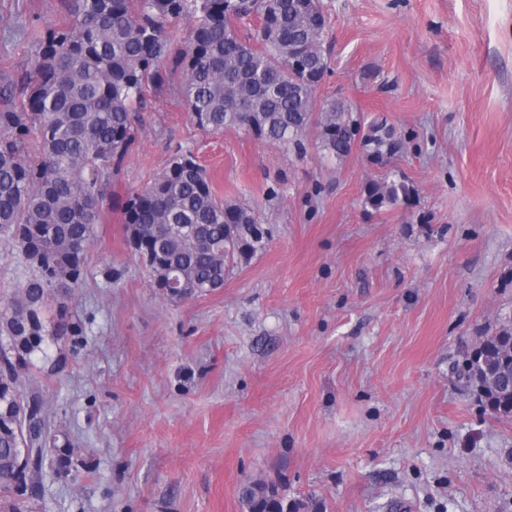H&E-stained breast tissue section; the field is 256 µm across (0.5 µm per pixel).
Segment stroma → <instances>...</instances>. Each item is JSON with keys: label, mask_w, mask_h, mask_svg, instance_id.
Returning <instances> with one entry per match:
<instances>
[{"label": "stroma", "mask_w": 512, "mask_h": 512, "mask_svg": "<svg viewBox=\"0 0 512 512\" xmlns=\"http://www.w3.org/2000/svg\"><path fill=\"white\" fill-rule=\"evenodd\" d=\"M318 102L385 123L396 150L326 156L241 129L208 134L168 66L98 210L77 331L18 372L39 389L60 465L27 475L21 512H244L243 481L324 512H512V419L457 365L512 317V0H324ZM59 0H0V86ZM216 198L251 206L265 246L223 288H153L121 206L176 149ZM414 188L372 210L366 183ZM32 270L0 239V306Z\"/></svg>", "instance_id": "35a3bbf8"}]
</instances>
